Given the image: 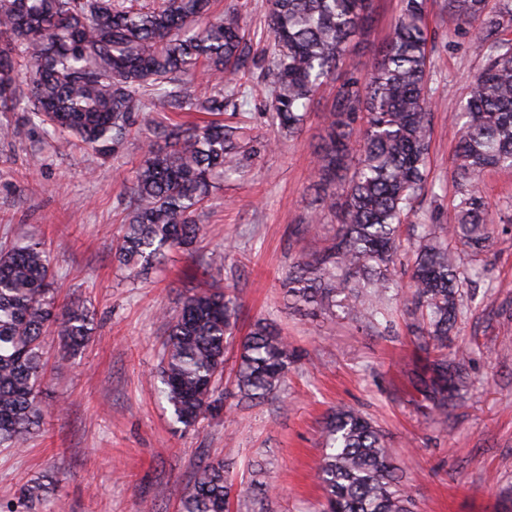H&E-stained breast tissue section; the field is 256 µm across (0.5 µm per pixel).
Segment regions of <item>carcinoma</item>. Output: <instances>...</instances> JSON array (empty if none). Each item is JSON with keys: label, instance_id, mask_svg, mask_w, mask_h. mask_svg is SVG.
<instances>
[{"label": "carcinoma", "instance_id": "carcinoma-1", "mask_svg": "<svg viewBox=\"0 0 512 512\" xmlns=\"http://www.w3.org/2000/svg\"><path fill=\"white\" fill-rule=\"evenodd\" d=\"M213 0H0V112H20L58 148L117 154L133 133L143 155L127 191L128 210L115 252L128 267L148 268L165 251L191 250L207 203L240 170L243 132L224 124L253 52L240 18L212 17ZM370 0H267L269 38L260 49L273 77L271 108L280 128L300 132L310 104L343 63L349 42L365 32ZM489 0H448L462 24L483 19L477 47L485 58L474 92L454 116L461 127L455 170L464 181L453 225L420 224L410 252L416 317L411 332L433 350L413 384L448 419V403L467 387L466 358L446 353L459 311V290L472 270L449 247L474 254L488 242L489 169H512V0L488 12ZM427 0H402L391 35L366 76L338 87L328 139L318 152L323 211L336 217V239L288 277L293 304L330 312L336 303L363 322L394 287L403 264L400 224L428 180L432 61ZM161 112L212 116L187 126ZM52 260L41 242L0 247V446L19 448L42 418L43 341L59 336L61 360L89 345L93 317L80 301L60 306L51 288ZM237 298L214 287L187 296L163 343L161 394L172 421L185 428L223 400L219 380L233 338ZM236 396L262 401L276 393L295 361L277 324L254 323L239 343ZM320 512H412L380 431L352 408L324 426ZM231 483L221 461L200 464L181 512H229Z\"/></svg>", "mask_w": 512, "mask_h": 512}]
</instances>
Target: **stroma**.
<instances>
[{
	"instance_id": "1",
	"label": "stroma",
	"mask_w": 512,
	"mask_h": 512,
	"mask_svg": "<svg viewBox=\"0 0 512 512\" xmlns=\"http://www.w3.org/2000/svg\"><path fill=\"white\" fill-rule=\"evenodd\" d=\"M399 12L400 0H373L366 34L350 42L298 134L285 135L273 122L267 61L250 64L245 103L224 116L251 137L242 173L218 191L194 252L170 249L144 273L114 258L140 137L109 157L62 154L21 113L0 112V126L10 129L0 139V242L45 243L58 302L80 300L95 313L93 338L76 359L60 362L59 337L44 339L43 422L25 447L0 448L1 504L15 512H179L197 466L220 460L233 484L231 512H315L324 422L351 406L381 430L417 512H512V170L482 177L493 222L488 272L462 290L463 317L449 349L465 351L470 388L447 420L408 381L425 354L406 327L402 300H389L386 329L341 310L311 316L287 301L289 273L336 233L316 177L336 87L371 70ZM228 13L240 16L251 37L265 38L266 0H215V17ZM425 23L433 190L408 221L446 227L461 191L459 130L450 117L470 97L484 59L474 27L453 20L447 0H428ZM317 214L319 234L300 232ZM218 253L224 271L215 285L240 305L237 336L274 319L300 359L268 400L229 397L195 427L178 429L157 393L167 333L159 313L178 312ZM34 479L52 488L30 506L19 489Z\"/></svg>"
}]
</instances>
